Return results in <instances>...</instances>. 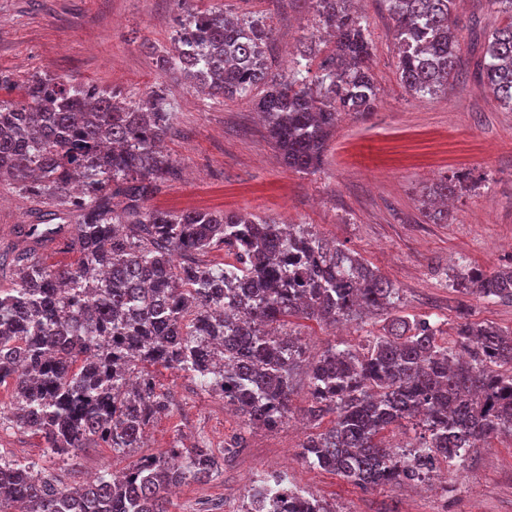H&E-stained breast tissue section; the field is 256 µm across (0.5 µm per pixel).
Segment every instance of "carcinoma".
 Segmentation results:
<instances>
[{
    "mask_svg": "<svg viewBox=\"0 0 512 512\" xmlns=\"http://www.w3.org/2000/svg\"><path fill=\"white\" fill-rule=\"evenodd\" d=\"M329 36L320 56L300 54L284 75L269 72L272 30L261 17L216 8L191 13L157 68L179 74L224 100L255 101L285 164L315 172L337 117L371 112L377 81L372 41L353 0H311ZM394 23L397 75L412 95L448 92L459 66L455 0H384ZM481 83L512 110V21L493 29L482 50ZM0 182L49 209L21 224L19 240L0 249V386L13 391L12 418L48 448L73 455L90 441L114 451L138 448L170 395L148 367L191 377L237 407L245 425L274 430L289 412L296 371L305 362L293 319L334 324L394 304L391 282L366 260L300 224L240 212L172 211L145 203L177 170L159 143L172 112L158 90L138 102L33 75L23 83L0 72ZM456 182L431 194L436 224H448ZM79 216L65 234L72 214ZM45 242L77 253L55 270L36 252ZM221 248L224 265L197 256ZM465 294L512 303V269L472 268ZM457 340L440 342L427 317L392 319L391 334L362 353L338 345L307 363L306 414L333 425L301 444L300 460L360 489L419 482L441 465L455 470L477 442L512 433V332L468 321L459 310ZM422 421L409 453L387 440L392 427ZM143 456L119 474L105 471L68 488L51 473L0 456V512H170V488L218 472L210 448H174ZM288 512H330L314 496L271 487Z\"/></svg>",
    "mask_w": 512,
    "mask_h": 512,
    "instance_id": "carcinoma-1",
    "label": "carcinoma"
}]
</instances>
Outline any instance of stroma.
<instances>
[{
	"label": "stroma",
	"instance_id": "obj_1",
	"mask_svg": "<svg viewBox=\"0 0 512 512\" xmlns=\"http://www.w3.org/2000/svg\"><path fill=\"white\" fill-rule=\"evenodd\" d=\"M215 6L265 19L275 74L292 68L302 42L319 26L307 0H190L185 7L178 0H0V72L20 83L36 72L61 76L133 101L163 89L174 112L164 151L180 175L153 198L154 206L241 211L303 225L359 253L396 288L402 314L429 316L443 341L455 340L463 305L470 321L512 329L511 303L464 295L453 286L466 269L512 266V112L479 79L484 36L505 25L507 16L492 12L486 0H456L463 25L459 72L447 94L417 97L396 75L397 46L383 0H359L373 44L377 106L343 115L322 168L303 173L285 165L253 98L214 99L156 68L151 48L170 47L185 10ZM462 173L468 179L451 198L452 223H432L423 206L429 191ZM389 325V315L368 314L339 331L305 320L294 332L310 360L334 344L364 346L387 335ZM154 375L172 406L148 426L145 447L119 453L93 442L73 457L52 453L40 435L12 422L11 390L0 387V456L77 486L93 474L122 471L142 456L173 448L199 444L220 456L225 441L246 432L223 396L201 391L172 369L159 366ZM307 405L301 373L284 424L246 432V446L220 473L177 489L170 512H239L256 475L283 469L289 486L314 494L330 512H379L384 503L396 504L399 512H512V436H494L471 449L435 494L411 496L398 485L365 492L299 460V447L314 430L304 414Z\"/></svg>",
	"mask_w": 512,
	"mask_h": 512
}]
</instances>
